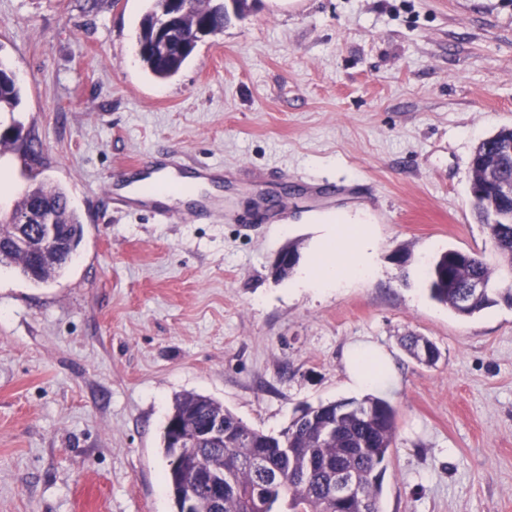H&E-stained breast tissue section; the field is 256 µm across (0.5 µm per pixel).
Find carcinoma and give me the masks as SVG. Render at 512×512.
<instances>
[{"instance_id":"carcinoma-1","label":"carcinoma","mask_w":512,"mask_h":512,"mask_svg":"<svg viewBox=\"0 0 512 512\" xmlns=\"http://www.w3.org/2000/svg\"><path fill=\"white\" fill-rule=\"evenodd\" d=\"M138 37V55L146 72L159 79L174 76L192 56L191 41H200L196 28L205 27L214 36L223 32L227 14L217 0H190L179 24L166 40L156 38L155 25L167 12L166 0H149ZM20 103V88L10 69L0 62V112H13ZM512 139L504 127L473 149L470 168L482 158L497 155L501 144ZM488 197L473 200L480 223L487 225L493 246L504 264L512 263V200L497 204L504 221L490 224ZM50 207L56 223L68 225L72 249L64 254L46 252L39 258L19 253L0 256V266L13 265L29 281L47 283L60 276L83 239L84 228L58 188L42 184L29 189L17 202L14 213L28 212L35 205ZM432 299L448 306L460 317H472L503 302L512 306V288H487L467 304L460 295L475 281L492 283V271L483 256L457 249L438 255L428 269ZM404 348L418 362L432 366L438 349L423 336H408ZM279 434L272 435L243 423L224 405L197 393L174 398L171 419L206 425L224 422V445L204 443L196 454L224 476V493L216 508L205 499L195 512H380L383 477L395 447L396 411L385 399L368 395L361 400H339L304 406ZM356 485L355 494L339 501L332 489L341 480ZM185 474L166 466L164 483L175 505H180Z\"/></svg>"}]
</instances>
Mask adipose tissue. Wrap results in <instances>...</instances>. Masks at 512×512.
Wrapping results in <instances>:
<instances>
[{
  "instance_id": "ef3b65f1",
  "label": "adipose tissue",
  "mask_w": 512,
  "mask_h": 512,
  "mask_svg": "<svg viewBox=\"0 0 512 512\" xmlns=\"http://www.w3.org/2000/svg\"><path fill=\"white\" fill-rule=\"evenodd\" d=\"M367 239V233L356 230L349 240H337L335 251L326 252L322 260L302 271L301 283L328 288L351 279L372 277L374 266L366 252ZM392 368L391 357L371 347H354L346 356L348 384L358 391L395 388L397 381Z\"/></svg>"
}]
</instances>
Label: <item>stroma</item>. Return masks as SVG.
Here are the masks:
<instances>
[{
  "mask_svg": "<svg viewBox=\"0 0 512 512\" xmlns=\"http://www.w3.org/2000/svg\"><path fill=\"white\" fill-rule=\"evenodd\" d=\"M172 78L137 56L147 0H0V114L41 153L0 152V211L62 189L84 238L58 279L0 267V512H176L161 433L175 395L278 433L354 398L345 356L393 359L396 447L381 512H512V307L462 318L426 270L455 248L512 284L469 195L474 147L512 127V0H248ZM170 149L235 172L223 210L158 222L113 205L122 163ZM334 186L311 199L306 181ZM278 196L274 220L254 207ZM373 234L376 274L294 287L330 229ZM432 341L433 366L403 347ZM10 71L0 62V112H14L20 103V88ZM422 344H426L432 348V353L427 357H425L421 352ZM403 346L407 352L420 363L432 366L435 365L439 359V352L436 346L423 336H407Z\"/></svg>",
  "mask_w": 512,
  "mask_h": 512,
  "instance_id": "stroma-1",
  "label": "stroma"
}]
</instances>
